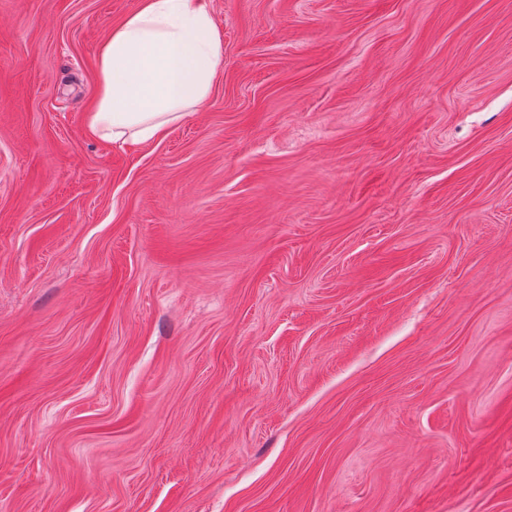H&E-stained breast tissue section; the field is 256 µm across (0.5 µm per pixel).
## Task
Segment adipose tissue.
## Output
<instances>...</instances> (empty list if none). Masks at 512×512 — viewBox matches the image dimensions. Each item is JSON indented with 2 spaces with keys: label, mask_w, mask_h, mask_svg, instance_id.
Listing matches in <instances>:
<instances>
[{
  "label": "adipose tissue",
  "mask_w": 512,
  "mask_h": 512,
  "mask_svg": "<svg viewBox=\"0 0 512 512\" xmlns=\"http://www.w3.org/2000/svg\"><path fill=\"white\" fill-rule=\"evenodd\" d=\"M223 63L209 0H141L98 46L89 135L120 145L160 140L208 100Z\"/></svg>",
  "instance_id": "1"
}]
</instances>
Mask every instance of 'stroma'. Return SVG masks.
<instances>
[{
  "label": "stroma",
  "mask_w": 512,
  "mask_h": 512,
  "mask_svg": "<svg viewBox=\"0 0 512 512\" xmlns=\"http://www.w3.org/2000/svg\"><path fill=\"white\" fill-rule=\"evenodd\" d=\"M161 141L139 0H0V512H512V0H209ZM223 63L209 0H141L98 46L87 132L120 145L160 140L209 99Z\"/></svg>",
  "instance_id": "obj_1"
}]
</instances>
